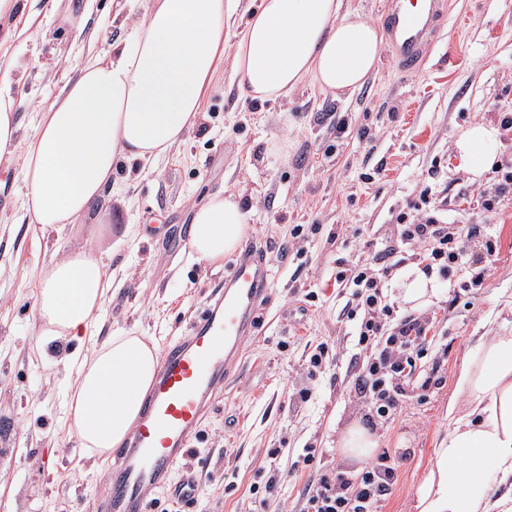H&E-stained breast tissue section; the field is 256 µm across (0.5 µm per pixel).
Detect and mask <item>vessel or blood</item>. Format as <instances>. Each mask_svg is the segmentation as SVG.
Wrapping results in <instances>:
<instances>
[{"label":"vessel or blood","mask_w":512,"mask_h":512,"mask_svg":"<svg viewBox=\"0 0 512 512\" xmlns=\"http://www.w3.org/2000/svg\"><path fill=\"white\" fill-rule=\"evenodd\" d=\"M448 18V0H385L380 25L402 73L420 71ZM267 284L265 258L240 260L189 335L165 346L132 441L113 455L96 512H149L156 492L167 485L180 503L195 500L199 480L188 463L191 441L257 322V301Z\"/></svg>","instance_id":"obj_1"}]
</instances>
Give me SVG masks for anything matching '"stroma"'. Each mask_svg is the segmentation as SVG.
<instances>
[{"instance_id":"obj_1","label":"stroma","mask_w":512,"mask_h":512,"mask_svg":"<svg viewBox=\"0 0 512 512\" xmlns=\"http://www.w3.org/2000/svg\"><path fill=\"white\" fill-rule=\"evenodd\" d=\"M148 0H37L21 37L0 46V72L10 71L22 136L78 61L108 50L129 28L116 13L140 19ZM442 47L420 74L402 75L387 54L352 93L332 95L303 85L264 104L241 97L231 67L219 70L204 112L183 141L149 166L120 163L112 175L111 223L78 224L41 235L23 218L17 164L0 161L11 202L0 209V512H93L105 487L107 458L79 448L65 418L73 378L62 360L72 342L34 345L36 276L60 251L106 252L112 286L98 315L99 337L134 330L157 349L186 335L214 288L244 256L269 261V289L242 345L233 377L218 394L192 442L206 463L189 507L159 492L153 512H300L317 466L304 449L357 479L365 461L343 458L338 442L365 425L352 400L368 360L356 346V323L345 306L350 288L336 274L391 248L384 283L395 320L425 318L430 329L393 418L372 430L388 452L397 481L379 512H417V494L446 434L449 402L464 404L456 379L479 339L512 330V193L489 214L480 196L498 170L471 181L454 143L471 124L500 127L498 162L512 157V0H452ZM241 197L249 232L222 263L174 253L167 242L188 235L193 209L218 192ZM438 210L451 224H484L470 243L488 260L479 282L468 271L435 272L439 297L401 301L402 275L416 266L414 248L397 246V222L414 205ZM134 229L122 251L111 245ZM327 344L322 368L309 354ZM309 387L308 402L290 399ZM280 469L269 484L270 465Z\"/></svg>"}]
</instances>
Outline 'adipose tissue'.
<instances>
[{"mask_svg":"<svg viewBox=\"0 0 512 512\" xmlns=\"http://www.w3.org/2000/svg\"><path fill=\"white\" fill-rule=\"evenodd\" d=\"M231 0H151L127 42L87 54L78 76L43 112L20 156L22 209L41 234L108 220L112 169L118 160L147 161L180 143L194 125L224 62L244 98L270 102L304 83L325 93L360 88L374 71L381 35L350 17L343 0H261L224 57ZM497 127L479 123L455 142L472 179L496 162ZM248 232L235 194L214 195L193 216L189 248L209 264L223 262ZM103 252L80 248L41 267L33 317L36 345L93 340L95 317L109 289ZM65 400L73 435L89 455L121 447L142 412L159 367L155 345L128 331L95 342L74 357ZM465 398L449 410L451 428L417 496L418 512H512L488 474L512 481V333L478 345L457 377Z\"/></svg>","mask_w":512,"mask_h":512,"instance_id":"1","label":"adipose tissue"}]
</instances>
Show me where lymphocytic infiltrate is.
Listing matches in <instances>:
<instances>
[{"label":"lymphocytic infiltrate","mask_w":512,"mask_h":512,"mask_svg":"<svg viewBox=\"0 0 512 512\" xmlns=\"http://www.w3.org/2000/svg\"><path fill=\"white\" fill-rule=\"evenodd\" d=\"M484 231L481 224H448L421 212L402 225L400 241L419 249L424 271H432L441 262L471 269L476 261L468 244ZM388 272L387 265L369 263L339 271L336 276L337 282L355 289V305L347 316L358 319L357 346L369 358L368 376L356 392V404L381 422L394 416L402 393L400 377L414 365L413 352L427 331L425 321L418 319L392 324L391 308L382 292ZM396 478V469L385 453L363 470L357 481L337 469L324 470L317 486L308 488L302 512H376Z\"/></svg>","instance_id":"obj_1"}]
</instances>
